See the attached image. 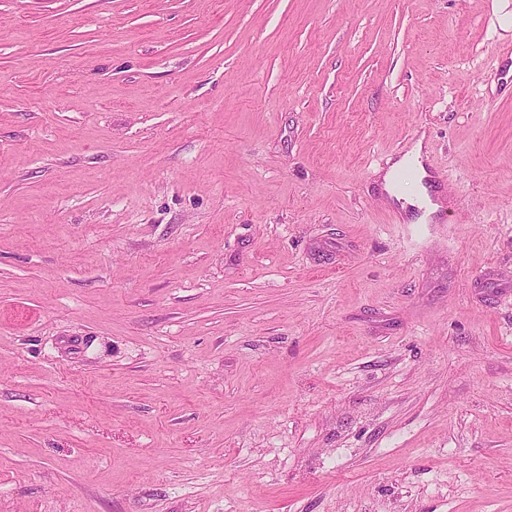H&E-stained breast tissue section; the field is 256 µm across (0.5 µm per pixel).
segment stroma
Wrapping results in <instances>:
<instances>
[{"mask_svg":"<svg viewBox=\"0 0 512 512\" xmlns=\"http://www.w3.org/2000/svg\"><path fill=\"white\" fill-rule=\"evenodd\" d=\"M0 512H512V0H0ZM423 150V141H416L407 154L398 161H395L394 164L391 165L390 169L385 173L383 176V188L390 196L395 197L397 200L401 198V195L397 193L393 186L394 174L401 166L405 164L413 165L420 172L421 177H425L428 174L424 165Z\"/></svg>","mask_w":512,"mask_h":512,"instance_id":"35a3bbf8","label":"stroma"}]
</instances>
